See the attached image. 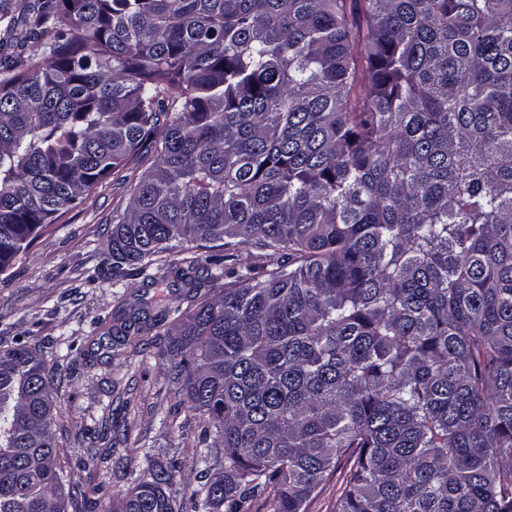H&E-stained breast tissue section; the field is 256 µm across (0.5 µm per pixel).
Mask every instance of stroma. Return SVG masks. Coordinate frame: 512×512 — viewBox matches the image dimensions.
I'll list each match as a JSON object with an SVG mask.
<instances>
[{
	"mask_svg": "<svg viewBox=\"0 0 512 512\" xmlns=\"http://www.w3.org/2000/svg\"><path fill=\"white\" fill-rule=\"evenodd\" d=\"M128 198L102 181L0 275V344H38L54 374L53 431L75 486L68 512H110L156 461L179 466L167 486L173 497L198 486L190 471L203 421L176 406L181 382L160 354L164 341L143 330L128 345L102 343L115 315L131 306L153 317L189 305L174 274L147 288L103 270L112 211Z\"/></svg>",
	"mask_w": 512,
	"mask_h": 512,
	"instance_id": "stroma-1",
	"label": "stroma"
}]
</instances>
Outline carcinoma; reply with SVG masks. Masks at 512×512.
Returning a JSON list of instances; mask_svg holds the SVG:
<instances>
[{
	"mask_svg": "<svg viewBox=\"0 0 512 512\" xmlns=\"http://www.w3.org/2000/svg\"><path fill=\"white\" fill-rule=\"evenodd\" d=\"M110 174L112 276L215 265L148 326L224 450L193 512L343 458L334 512H512V0H0V275ZM52 390L0 344V512H67ZM171 469L113 512H185Z\"/></svg>",
	"mask_w": 512,
	"mask_h": 512,
	"instance_id": "obj_1",
	"label": "carcinoma"
}]
</instances>
